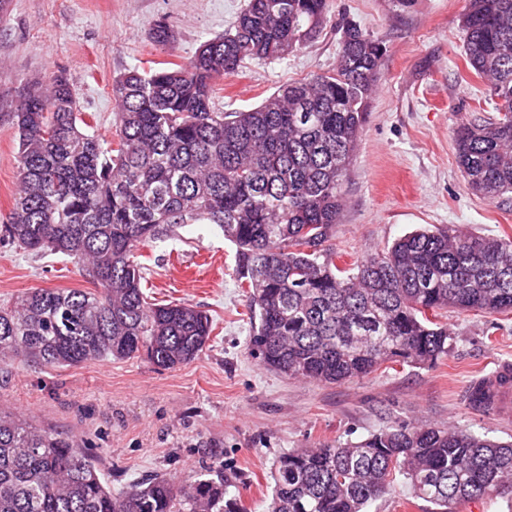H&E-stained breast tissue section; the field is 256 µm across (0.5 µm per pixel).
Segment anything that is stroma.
<instances>
[{
    "label": "stroma",
    "mask_w": 512,
    "mask_h": 512,
    "mask_svg": "<svg viewBox=\"0 0 512 512\" xmlns=\"http://www.w3.org/2000/svg\"><path fill=\"white\" fill-rule=\"evenodd\" d=\"M246 0H10L0 18V218L19 183L11 114L23 89L64 71L91 133L113 140L114 78L160 62L182 64L232 27ZM467 0H330L331 22L306 48L249 64L219 80L220 109H248L279 86L335 68L338 24L357 22L386 48L367 101L333 242L338 265L426 225L512 237V202L467 187L453 131L486 107L487 84L462 56ZM167 24L169 42L150 37ZM179 238L144 248V291L152 302L184 301L215 330L192 362L162 369L145 357L77 368L0 362V405L73 439L94 456L113 491L163 475L175 483L222 466L229 495L266 512L278 455L359 441L402 422L452 425L503 441L512 421L473 410L474 379L512 362V312H446L447 357L429 367L385 364L368 377L323 384L286 377L248 354L247 297L235 247L213 224H188ZM35 288L92 290L82 263L0 244V305Z\"/></svg>",
    "instance_id": "stroma-1"
}]
</instances>
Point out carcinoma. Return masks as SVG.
<instances>
[{"instance_id": "obj_1", "label": "carcinoma", "mask_w": 512, "mask_h": 512, "mask_svg": "<svg viewBox=\"0 0 512 512\" xmlns=\"http://www.w3.org/2000/svg\"><path fill=\"white\" fill-rule=\"evenodd\" d=\"M328 0H248L234 26L175 68L112 81L115 141L84 129L68 78L21 94L19 189L0 243L85 264L95 290L34 289L0 305V360L74 368L145 355L172 369L213 332L187 302L143 292L140 249L185 224H216L235 246L255 323L247 348L290 378L334 384L386 363L433 365L448 355L459 313L512 312V238L453 224L415 230L349 267L333 231L343 184L386 52L354 22L341 26L336 67L289 83L259 105L220 112L214 81L250 62L283 59L319 37ZM467 67L488 82L493 114L454 131L469 190L512 193V0H468ZM435 512L502 499L512 506V441L459 427L402 424L356 442L294 448L274 463L267 512H367L393 475ZM0 512H247L227 497L224 470L176 489L163 477L112 492L72 440L0 413Z\"/></svg>"}]
</instances>
